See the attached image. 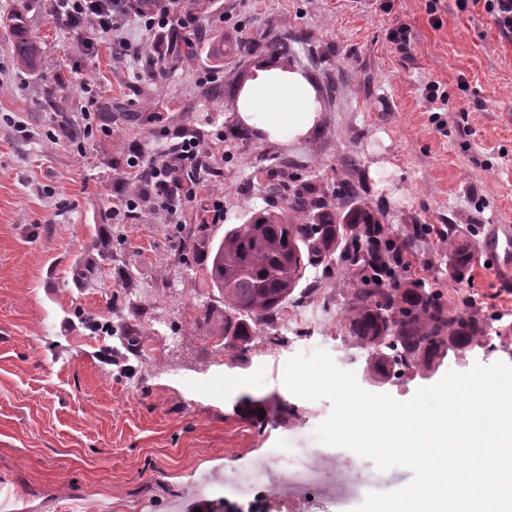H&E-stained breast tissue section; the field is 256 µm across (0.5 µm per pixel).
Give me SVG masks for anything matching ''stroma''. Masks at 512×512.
Instances as JSON below:
<instances>
[{"label": "stroma", "instance_id": "1", "mask_svg": "<svg viewBox=\"0 0 512 512\" xmlns=\"http://www.w3.org/2000/svg\"><path fill=\"white\" fill-rule=\"evenodd\" d=\"M428 2L183 0L191 43L133 16L131 42L154 45L136 57L106 42L86 54L46 0H0V512H220L237 470L270 449L322 451L314 432L331 402L282 383L293 354L314 351L306 321L263 326L230 357L208 274L226 228L271 201L287 208L298 183L328 195L353 182L341 209L370 208L396 235L431 225L407 257L412 275L450 307L469 295L512 325V274L481 259L492 225H512V43L484 7L456 0H438L433 27ZM18 21L41 45L35 65L11 54ZM399 21L407 55L387 38ZM273 34L288 48H269ZM260 59L309 72L324 116L314 136L282 147L240 128L234 98ZM430 83L447 91L444 109H430ZM185 130L210 162L199 196L223 201V223L175 224L151 204L113 214V193L132 188L127 158L158 161ZM447 224L473 247L469 281L448 275L436 233ZM303 286L288 310L326 293L327 351L348 356L364 390L406 401L458 370L450 355L430 375L369 382L368 350L346 338L344 269Z\"/></svg>", "mask_w": 512, "mask_h": 512}]
</instances>
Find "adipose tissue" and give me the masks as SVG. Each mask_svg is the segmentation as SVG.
I'll use <instances>...</instances> for the list:
<instances>
[{"label":"adipose tissue","instance_id":"obj_1","mask_svg":"<svg viewBox=\"0 0 512 512\" xmlns=\"http://www.w3.org/2000/svg\"><path fill=\"white\" fill-rule=\"evenodd\" d=\"M241 128L283 146L311 137L323 108L317 88L299 67L273 61L257 62L234 100Z\"/></svg>","mask_w":512,"mask_h":512}]
</instances>
